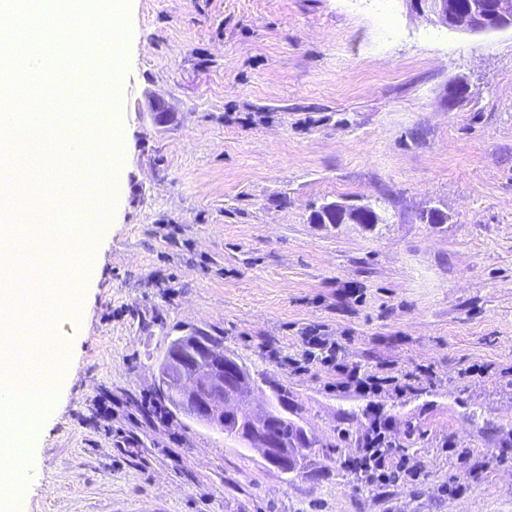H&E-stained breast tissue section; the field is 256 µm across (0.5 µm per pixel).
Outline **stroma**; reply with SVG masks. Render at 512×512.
<instances>
[{
	"instance_id": "35a3bbf8",
	"label": "stroma",
	"mask_w": 512,
	"mask_h": 512,
	"mask_svg": "<svg viewBox=\"0 0 512 512\" xmlns=\"http://www.w3.org/2000/svg\"><path fill=\"white\" fill-rule=\"evenodd\" d=\"M129 22L102 272L16 512H512V30L447 29L408 0H130ZM326 201L384 221L313 223ZM432 206L446 223L422 220ZM313 325L350 359L435 377L333 389L290 363ZM194 331L287 389L317 443L300 475L174 408L142 419L168 337ZM473 363L493 371L456 380ZM378 414L419 483L357 485Z\"/></svg>"
}]
</instances>
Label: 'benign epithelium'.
I'll list each match as a JSON object with an SVG mask.
<instances>
[{"mask_svg":"<svg viewBox=\"0 0 512 512\" xmlns=\"http://www.w3.org/2000/svg\"><path fill=\"white\" fill-rule=\"evenodd\" d=\"M416 13L430 18L442 27L465 32H487L512 28V0H497L490 5L485 0H471L464 10L452 11L448 0H408ZM344 222L372 226L380 222L379 216L365 206L336 204ZM214 362L202 369L185 387V401L191 418L199 423L216 427L232 417L237 392L243 383L239 366L224 356L212 352ZM259 439L262 455L267 460L283 463L285 452L279 444L276 418L267 416L260 422Z\"/></svg>","mask_w":512,"mask_h":512,"instance_id":"7a95c632","label":"benign epithelium"}]
</instances>
